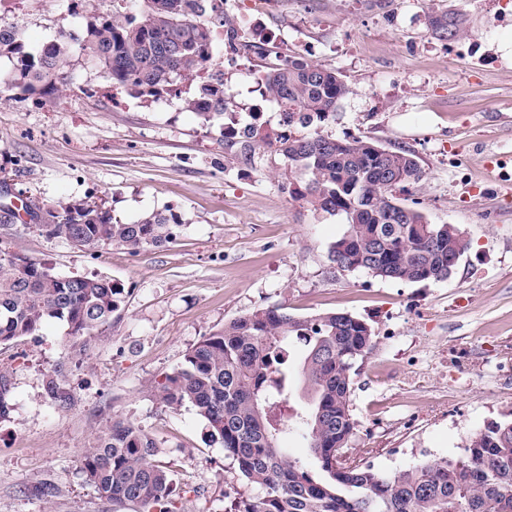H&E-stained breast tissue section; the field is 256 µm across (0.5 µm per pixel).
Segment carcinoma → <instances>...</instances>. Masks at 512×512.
<instances>
[{
	"mask_svg": "<svg viewBox=\"0 0 512 512\" xmlns=\"http://www.w3.org/2000/svg\"><path fill=\"white\" fill-rule=\"evenodd\" d=\"M133 11L85 16L81 31L64 34L37 54L24 51L15 30L0 29V59L15 61L16 77L0 89L50 96L67 79L75 52L112 85L136 96L157 95L178 79H192L212 66L215 40L205 17L224 0H142ZM441 40L465 34L464 17L452 10L427 14ZM350 93L341 76L305 60L279 64L262 77L261 95L287 108L288 121L314 132L277 140L273 147L308 173L299 196L314 210L340 215L347 231L332 248L343 271L411 282L448 278L468 249L453 224H432L393 195L418 184L425 172L414 153L361 137L336 139L321 130L339 100ZM224 74L213 72L186 107L206 119L224 117ZM49 236L90 251L107 245L138 253L176 239L182 220L152 213L125 223L95 202L25 205ZM122 289L105 276H61L45 264L0 250V343L36 334L49 320L67 326L71 346L89 350L95 333L112 322ZM303 346L300 382L306 406L291 416H273L290 399L289 339ZM375 347L371 328L344 312L298 318L282 307L257 309L203 337L165 375L155 398L177 410L189 404L205 422L232 467L258 490L234 500L227 512H512V421L491 422L476 432L458 458H439L384 476L357 459L346 464L357 426L352 393L358 361ZM58 403L74 402L59 379L45 385ZM309 438L320 476L286 456L282 438L296 427ZM160 445L131 421H114L84 449L80 471L100 498L140 512H170L176 492L171 474L156 464Z\"/></svg>",
	"mask_w": 512,
	"mask_h": 512,
	"instance_id": "cac0c4a2",
	"label": "carcinoma"
}]
</instances>
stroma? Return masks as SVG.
Masks as SVG:
<instances>
[{"label":"stroma","instance_id":"obj_1","mask_svg":"<svg viewBox=\"0 0 512 512\" xmlns=\"http://www.w3.org/2000/svg\"><path fill=\"white\" fill-rule=\"evenodd\" d=\"M432 8L464 14L465 35H433ZM0 19L31 53L84 22L72 0H0ZM253 19L266 37L239 45L245 66L225 59L223 40L213 44L230 111L244 118L259 104L276 117L277 103L258 102L251 88L282 55L335 70L350 92L323 133L414 151L426 176L402 202L457 225L468 251L441 281L340 270L331 248L347 226L290 196L307 179L300 166L227 146L221 120L186 109L194 83L117 101L72 55L59 93L0 101V204L92 200L126 222L172 211L183 226L173 242L132 254L77 250L26 215L0 224V249L123 290L89 355L70 349L60 322L0 345L13 378L0 416V512H113L79 460L115 420L159 442L158 462L179 489L174 512H224L253 495L194 410L161 406L154 388L203 336L258 308L347 312L370 326L349 445L383 475L461 456L474 432L512 419V361L501 357L512 347V59L496 50L512 36V0H276ZM54 375L73 406L46 396Z\"/></svg>","mask_w":512,"mask_h":512}]
</instances>
